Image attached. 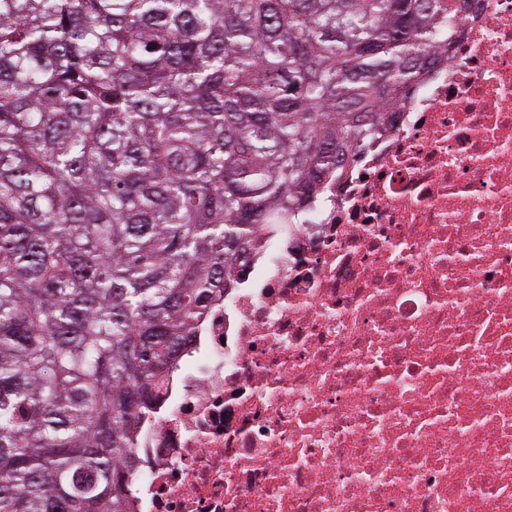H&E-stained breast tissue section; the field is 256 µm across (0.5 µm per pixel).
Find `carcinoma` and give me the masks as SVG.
<instances>
[{
  "label": "carcinoma",
  "instance_id": "1",
  "mask_svg": "<svg viewBox=\"0 0 512 512\" xmlns=\"http://www.w3.org/2000/svg\"><path fill=\"white\" fill-rule=\"evenodd\" d=\"M469 0H0V512H132L194 323Z\"/></svg>",
  "mask_w": 512,
  "mask_h": 512
}]
</instances>
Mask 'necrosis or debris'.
<instances>
[{
	"label": "necrosis or debris",
	"mask_w": 512,
	"mask_h": 512,
	"mask_svg": "<svg viewBox=\"0 0 512 512\" xmlns=\"http://www.w3.org/2000/svg\"><path fill=\"white\" fill-rule=\"evenodd\" d=\"M462 24L197 322L135 512H512V0Z\"/></svg>",
	"instance_id": "4bbe7bcc"
}]
</instances>
